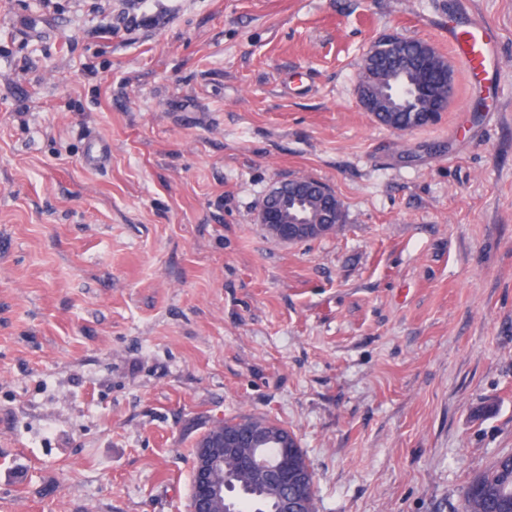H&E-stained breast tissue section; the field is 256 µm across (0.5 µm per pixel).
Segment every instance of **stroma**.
<instances>
[{
	"instance_id": "stroma-1",
	"label": "stroma",
	"mask_w": 512,
	"mask_h": 512,
	"mask_svg": "<svg viewBox=\"0 0 512 512\" xmlns=\"http://www.w3.org/2000/svg\"><path fill=\"white\" fill-rule=\"evenodd\" d=\"M466 19L497 111L459 70L432 124L363 111L375 42ZM301 176L346 219L282 242ZM238 416L317 512H459L512 454V0H0V512H187ZM311 195L318 198L320 206V214L315 221L304 210L305 200ZM267 198L269 203H262L257 222L268 234L283 242L312 241L329 234L306 240L311 234H324L334 224L337 231L343 222L334 190L312 178L279 182L269 191ZM218 425H221V428L225 431H235L244 425H252L254 427H268V428H271L274 430H284V428H285L281 424L271 421V420L243 416V417H236V418L224 420V422H219V423L211 426L208 429V432L211 431L213 428H215ZM288 451L291 458L299 466V468H301L302 470H309L305 473L295 470L291 465H289L288 457H285L282 458L279 462V479L287 487L288 484H292L294 486V490L296 492L297 497H299L300 499H305L307 497V490H312L314 487V489L308 495V500L310 502L308 512H315L316 490L312 476L313 471L306 458V455L304 454L302 448H300L297 439L292 440V448H288ZM310 470L312 471V473Z\"/></svg>"
}]
</instances>
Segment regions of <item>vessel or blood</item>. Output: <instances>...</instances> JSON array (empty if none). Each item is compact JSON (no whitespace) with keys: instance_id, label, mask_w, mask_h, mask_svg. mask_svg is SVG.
<instances>
[{"instance_id":"b4317fda","label":"vessel or blood","mask_w":512,"mask_h":512,"mask_svg":"<svg viewBox=\"0 0 512 512\" xmlns=\"http://www.w3.org/2000/svg\"><path fill=\"white\" fill-rule=\"evenodd\" d=\"M454 56L466 75L480 79V91L490 101L498 99L496 73L501 65L496 30L487 24L463 20L448 33Z\"/></svg>"}]
</instances>
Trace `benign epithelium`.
Listing matches in <instances>:
<instances>
[{
	"instance_id": "7a95c632",
	"label": "benign epithelium",
	"mask_w": 512,
	"mask_h": 512,
	"mask_svg": "<svg viewBox=\"0 0 512 512\" xmlns=\"http://www.w3.org/2000/svg\"><path fill=\"white\" fill-rule=\"evenodd\" d=\"M424 65L417 86V93L430 100L428 120H436L446 111L453 93L454 75L451 67L441 65L434 48L423 52ZM268 204L260 207L257 223L271 236L287 243H299L311 234H324L334 224L342 223L339 199L334 190L312 178H295L282 181L268 193ZM288 442V433L272 432L255 436L249 440L230 433L221 440H211L203 435L197 442L192 480L193 493L210 502L224 501V482L215 478V473L224 469L227 459L232 458L243 467L257 464V456L249 455L245 448L254 444ZM279 479L285 485L294 486L297 497L304 499L313 489L312 473L295 470L288 458L279 462Z\"/></svg>"
}]
</instances>
